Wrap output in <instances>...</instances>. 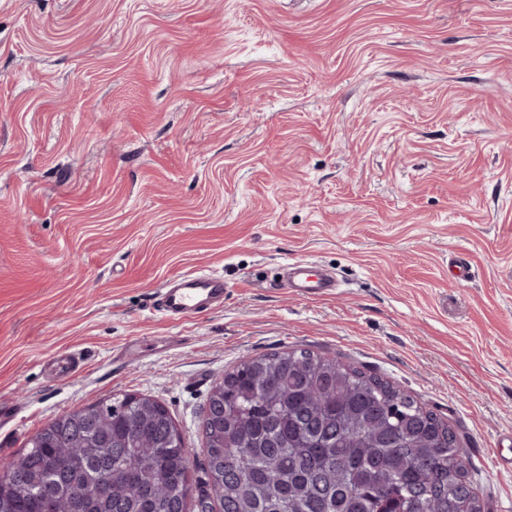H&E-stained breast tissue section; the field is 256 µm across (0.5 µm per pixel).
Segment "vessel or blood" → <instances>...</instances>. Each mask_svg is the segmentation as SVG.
<instances>
[{"label":"vessel or blood","mask_w":512,"mask_h":512,"mask_svg":"<svg viewBox=\"0 0 512 512\" xmlns=\"http://www.w3.org/2000/svg\"><path fill=\"white\" fill-rule=\"evenodd\" d=\"M283 287L301 296L322 297L335 288V281L311 261H294L285 266ZM224 278L213 272H193L159 290L155 306L164 317L184 321L222 306Z\"/></svg>","instance_id":"b4317fda"}]
</instances>
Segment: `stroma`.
Listing matches in <instances>:
<instances>
[{"instance_id":"obj_1","label":"stroma","mask_w":512,"mask_h":512,"mask_svg":"<svg viewBox=\"0 0 512 512\" xmlns=\"http://www.w3.org/2000/svg\"><path fill=\"white\" fill-rule=\"evenodd\" d=\"M194 271L223 306L155 311ZM292 349L432 410L512 512V0H0V463L131 393L203 479L212 388ZM286 275L281 281L283 288H289L301 296L322 297L336 288L335 281L325 275L315 262L294 261L285 264Z\"/></svg>"}]
</instances>
